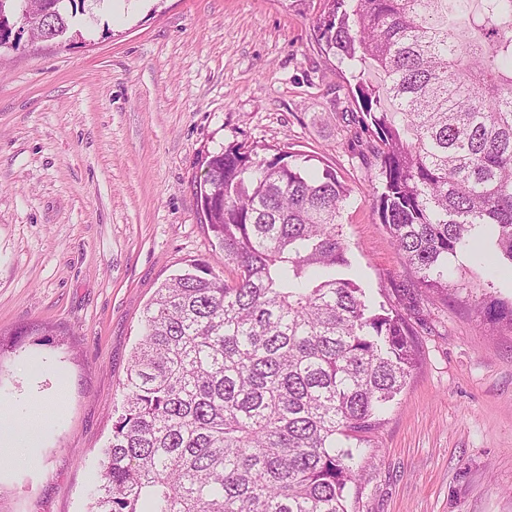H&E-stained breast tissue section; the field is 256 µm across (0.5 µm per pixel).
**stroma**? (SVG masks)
<instances>
[{
	"label": "stroma",
	"mask_w": 512,
	"mask_h": 512,
	"mask_svg": "<svg viewBox=\"0 0 512 512\" xmlns=\"http://www.w3.org/2000/svg\"><path fill=\"white\" fill-rule=\"evenodd\" d=\"M80 36L0 52V404L57 405L36 462L0 459V512H87L147 304L223 271L194 182L242 146L332 170L351 271L405 315L417 361L361 445L348 512H512V328L461 252L429 290L373 209L375 139L325 0H71Z\"/></svg>",
	"instance_id": "35a3bbf8"
}]
</instances>
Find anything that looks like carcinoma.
<instances>
[{
    "mask_svg": "<svg viewBox=\"0 0 512 512\" xmlns=\"http://www.w3.org/2000/svg\"><path fill=\"white\" fill-rule=\"evenodd\" d=\"M67 0H0V49L18 19L48 39ZM327 0L328 50L368 62L362 126L377 138L380 223L432 289L458 253L512 268V0ZM389 107H384V104ZM201 223L233 277L191 261L163 283L113 407L87 512H346L354 449L415 361L394 307L348 277L347 190L283 157H205Z\"/></svg>",
    "mask_w": 512,
    "mask_h": 512,
    "instance_id": "carcinoma-1",
    "label": "carcinoma"
}]
</instances>
